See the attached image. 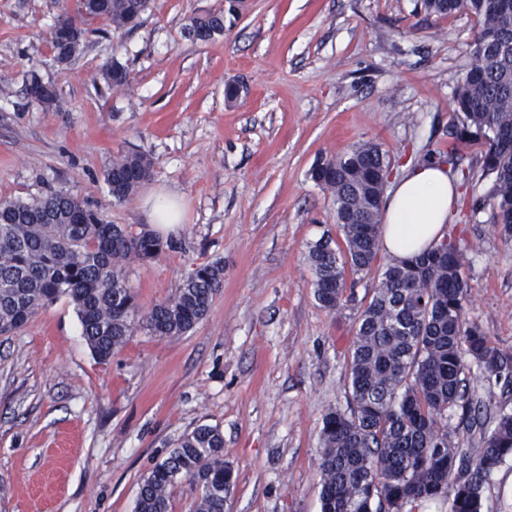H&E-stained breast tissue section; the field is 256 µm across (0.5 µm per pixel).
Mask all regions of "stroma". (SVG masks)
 <instances>
[{
	"instance_id": "35a3bbf8",
	"label": "stroma",
	"mask_w": 512,
	"mask_h": 512,
	"mask_svg": "<svg viewBox=\"0 0 512 512\" xmlns=\"http://www.w3.org/2000/svg\"><path fill=\"white\" fill-rule=\"evenodd\" d=\"M77 3L0 0V199L61 187L136 228L171 197L180 222L158 234L173 249L129 268L140 311L204 261L223 260L224 287L191 332H136L105 362L65 298L0 335V512H134L143 475L203 424L224 435L227 512H319L322 418L347 404L372 279L339 310L315 301L308 248L342 236L309 171L363 142L390 157L392 185L427 152L476 157L448 128L478 24L420 0H246L223 36L193 42L188 18L224 0H150L135 29L90 21L61 67L50 34ZM115 62L132 77L122 92L102 78ZM35 74L57 110L27 97ZM131 149L151 158L152 178L118 203L104 173ZM448 231L470 260L468 319L512 353V238L486 212Z\"/></svg>"
}]
</instances>
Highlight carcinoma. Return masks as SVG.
I'll return each mask as SVG.
<instances>
[{"instance_id":"1","label":"carcinoma","mask_w":512,"mask_h":512,"mask_svg":"<svg viewBox=\"0 0 512 512\" xmlns=\"http://www.w3.org/2000/svg\"><path fill=\"white\" fill-rule=\"evenodd\" d=\"M149 0H80L76 17L105 18L136 28ZM429 14L465 12L479 34L471 63L457 82V123L448 136L485 141L476 163L457 154L429 152L422 162L450 165L462 180L486 179L484 195L469 200L473 215L491 219L512 237V0H421ZM227 9L191 17L183 35L208 42L224 35ZM53 41L54 61L69 65L87 30L73 40L66 29ZM104 81H131L114 63ZM28 95L48 111L58 104L52 86L31 77ZM391 163L373 143L319 159L310 176L328 191L344 246L321 238L308 251L311 286L319 305H344L346 275L373 274L372 297L358 318L347 363V407L332 408L320 429V512H412L423 501L451 497L448 512H485L494 470L512 457V411L491 410L468 389L473 374L504 390L512 387V354L500 350L466 317L467 256L454 239L408 260L378 266L380 221ZM146 154L112 159L104 179L113 199L131 198L151 177ZM172 243L142 226L110 224L59 188L30 202L0 199V335L26 327L46 305L67 297L74 304L92 353L106 361L140 329L155 336L190 332L224 286V262L198 265L177 292L139 314L127 271L134 261L158 258ZM478 446L448 439V419ZM189 479L198 487L195 512H224L234 477L224 462V436L210 425L183 435L141 481L135 512H169L171 489Z\"/></svg>"}]
</instances>
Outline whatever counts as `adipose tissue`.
Masks as SVG:
<instances>
[{
    "label": "adipose tissue",
    "mask_w": 512,
    "mask_h": 512,
    "mask_svg": "<svg viewBox=\"0 0 512 512\" xmlns=\"http://www.w3.org/2000/svg\"><path fill=\"white\" fill-rule=\"evenodd\" d=\"M455 195L447 167L407 171L384 200L381 245L393 260L411 258L443 240Z\"/></svg>",
    "instance_id": "1"
}]
</instances>
